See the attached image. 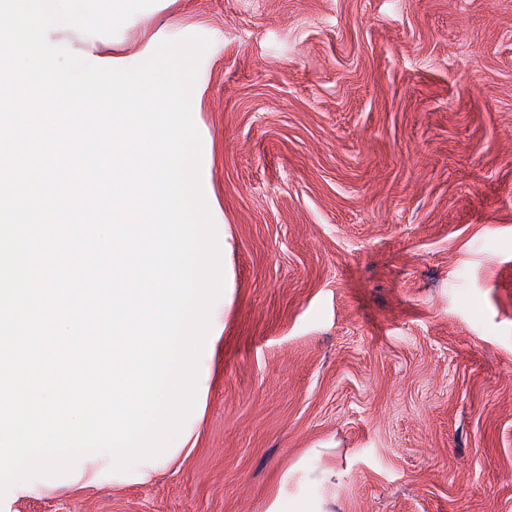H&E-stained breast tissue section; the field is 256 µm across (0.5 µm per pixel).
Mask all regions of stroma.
Here are the masks:
<instances>
[{"mask_svg":"<svg viewBox=\"0 0 512 512\" xmlns=\"http://www.w3.org/2000/svg\"><path fill=\"white\" fill-rule=\"evenodd\" d=\"M190 34L225 285L187 449L0 512H512V0H154L47 40Z\"/></svg>","mask_w":512,"mask_h":512,"instance_id":"stroma-1","label":"stroma"}]
</instances>
